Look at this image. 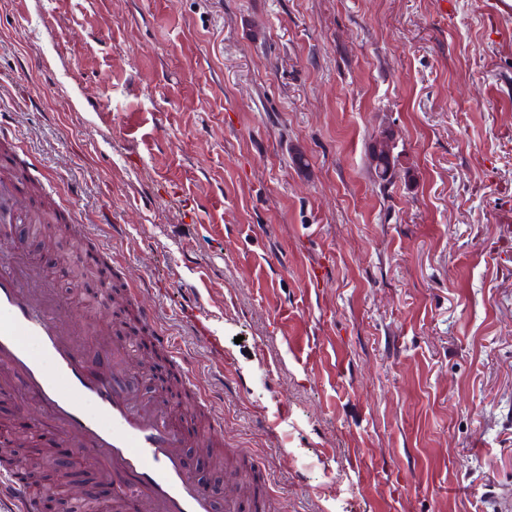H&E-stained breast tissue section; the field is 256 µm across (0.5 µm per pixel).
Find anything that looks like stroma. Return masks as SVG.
Here are the masks:
<instances>
[{"mask_svg":"<svg viewBox=\"0 0 512 512\" xmlns=\"http://www.w3.org/2000/svg\"><path fill=\"white\" fill-rule=\"evenodd\" d=\"M496 0H0V134L111 252L273 512L512 507V15ZM396 175L379 190L376 137ZM87 328L107 273L21 227ZM224 346L214 360L187 307ZM0 391V427L62 436ZM188 422V463L236 501ZM253 464V465H254ZM394 146L391 148L388 142L375 141L369 150L370 167L374 171L376 182L380 188L386 187L391 182L386 179L390 168H395L398 162V154H393Z\"/></svg>","mask_w":512,"mask_h":512,"instance_id":"obj_1","label":"stroma"}]
</instances>
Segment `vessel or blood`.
I'll use <instances>...</instances> for the list:
<instances>
[{"label":"vessel or blood","mask_w":512,"mask_h":512,"mask_svg":"<svg viewBox=\"0 0 512 512\" xmlns=\"http://www.w3.org/2000/svg\"><path fill=\"white\" fill-rule=\"evenodd\" d=\"M29 176L18 166L0 181V224L43 221L41 210L23 213ZM56 298L43 285L24 236L0 241V389L23 395L21 410H36L71 446L91 455L114 479L136 512H236L233 499L216 503L189 469L182 450L187 435L168 405L139 403L142 376L117 369L111 356L95 357L59 319ZM13 473L0 472V504L28 512L16 495Z\"/></svg>","instance_id":"1"}]
</instances>
